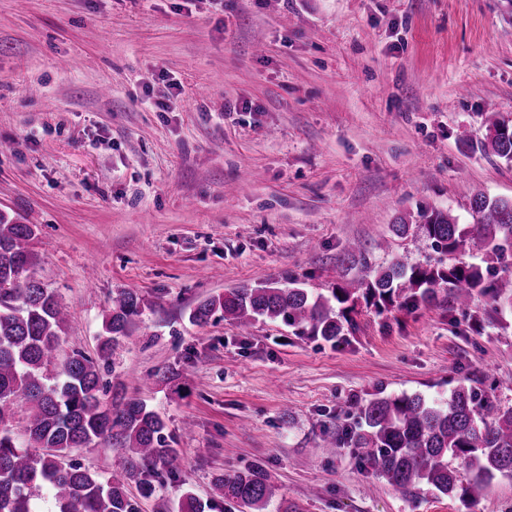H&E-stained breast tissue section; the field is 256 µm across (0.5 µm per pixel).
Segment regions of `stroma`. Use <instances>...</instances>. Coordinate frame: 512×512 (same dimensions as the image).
Returning a JSON list of instances; mask_svg holds the SVG:
<instances>
[{"label": "stroma", "instance_id": "1", "mask_svg": "<svg viewBox=\"0 0 512 512\" xmlns=\"http://www.w3.org/2000/svg\"><path fill=\"white\" fill-rule=\"evenodd\" d=\"M491 108L512 120V0H0V213L38 227L63 352L96 356L117 289L147 302L100 367L182 458L156 497L130 485L141 512L186 489L224 512L215 478L257 462L288 512H512V478L470 508L405 498L357 449L323 447L376 393L471 379L512 405L511 316L481 299L360 305L337 344L188 320L194 301L266 281L330 293L354 241L375 267L436 259L420 211L469 224L476 193L512 199V164L481 148ZM162 371L173 382L147 384Z\"/></svg>", "mask_w": 512, "mask_h": 512}]
</instances>
